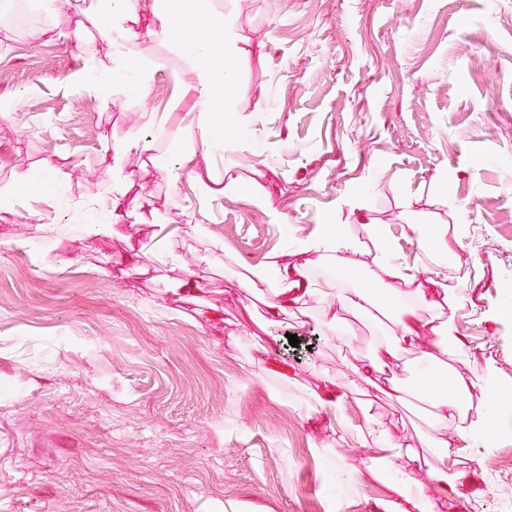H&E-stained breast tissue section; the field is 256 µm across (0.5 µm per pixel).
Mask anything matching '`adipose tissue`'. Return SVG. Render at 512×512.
I'll use <instances>...</instances> for the list:
<instances>
[{
	"instance_id": "obj_1",
	"label": "adipose tissue",
	"mask_w": 512,
	"mask_h": 512,
	"mask_svg": "<svg viewBox=\"0 0 512 512\" xmlns=\"http://www.w3.org/2000/svg\"><path fill=\"white\" fill-rule=\"evenodd\" d=\"M145 0H112L109 16L90 15L88 23L96 28L112 46L107 62L92 70L94 81L104 99L135 89L146 94L152 80L154 64L136 58L130 47L129 25L137 21ZM154 14L160 23L150 31L151 37L167 43L187 55L194 72V81L188 91L198 106L196 125L201 145L209 151L222 148L223 142L213 130L214 122L224 109L225 99L232 89L229 60L235 53L232 40H224L221 49L210 47L197 36L198 27H218L227 30L226 17L211 16L206 10H192L189 0H154ZM150 224L155 209L147 199L130 194L123 177V158L115 156L112 186L108 191L101 220L92 224L93 233L108 237L115 227L126 220ZM384 273L393 281L388 291L391 308L388 322L376 342L372 356L352 365L355 378L363 383L383 384L385 393L397 401L414 397L427 408L428 426L433 447L445 454H453L459 441L478 435L485 443L494 440L491 426L477 416L484 407V399H473L472 393L480 388L478 375L461 376L452 370L457 356L453 323L445 314L454 310L456 296L453 289L436 290L417 280L409 270L396 266L385 268ZM278 285L269 289L266 325L271 329L289 309L304 306L318 298L329 305H337L363 321H374L377 300L370 289L344 288L334 281L317 283L310 280L303 266L283 264L276 268ZM411 292L419 307L435 311L441 322L424 325L419 321L418 308L401 303L404 292ZM414 351L418 356L421 382L406 387L384 380L385 368L402 353ZM370 436L376 445L390 451L383 464H370L371 477H378L379 467L395 471V490L398 500L387 501L384 512H465L466 503L457 493L454 479L441 470L428 473L427 483H420L418 454L407 437H394L381 426H374Z\"/></svg>"
}]
</instances>
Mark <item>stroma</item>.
I'll list each match as a JSON object with an SVG mask.
<instances>
[{
    "label": "stroma",
    "instance_id": "35a3bbf8",
    "mask_svg": "<svg viewBox=\"0 0 512 512\" xmlns=\"http://www.w3.org/2000/svg\"><path fill=\"white\" fill-rule=\"evenodd\" d=\"M206 2L238 48L226 110L243 129L217 152L192 136L193 75L149 36L151 11L131 26L133 52L158 66L150 90L109 104L84 76L111 52L84 25L106 0L0 22V196L20 171L44 179L0 207V512H383L392 473L330 480L384 457L364 441L370 416L457 477L470 512H512V409L491 448L445 456L423 412L351 374L375 325L312 300L259 362L266 305L240 286L301 263L384 297V232L392 263L455 289L454 371L512 395V0ZM132 136L154 142L123 174L156 219L101 237L74 208L111 186ZM330 228L359 249L303 254ZM20 234L55 265L14 250ZM212 235L227 254L208 255ZM164 249L181 263H158ZM326 390L343 398L332 417L315 401Z\"/></svg>",
    "mask_w": 512,
    "mask_h": 512
}]
</instances>
